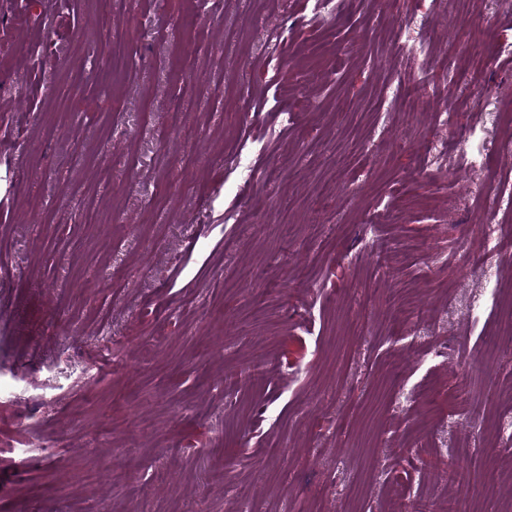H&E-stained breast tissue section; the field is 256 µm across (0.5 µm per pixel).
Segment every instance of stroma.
I'll return each instance as SVG.
<instances>
[{"instance_id": "stroma-1", "label": "stroma", "mask_w": 512, "mask_h": 512, "mask_svg": "<svg viewBox=\"0 0 512 512\" xmlns=\"http://www.w3.org/2000/svg\"><path fill=\"white\" fill-rule=\"evenodd\" d=\"M340 2L324 21L309 0H112L103 21L92 0H0V512L512 505L489 428L512 345L480 354L503 314L476 231L512 160L467 161L512 125V0ZM409 16L433 64L401 57ZM116 36L131 65L110 77ZM397 81L419 110L385 112L381 137ZM442 103L451 167L426 169ZM400 284L429 322L410 347ZM468 400L478 417L439 422Z\"/></svg>"}]
</instances>
